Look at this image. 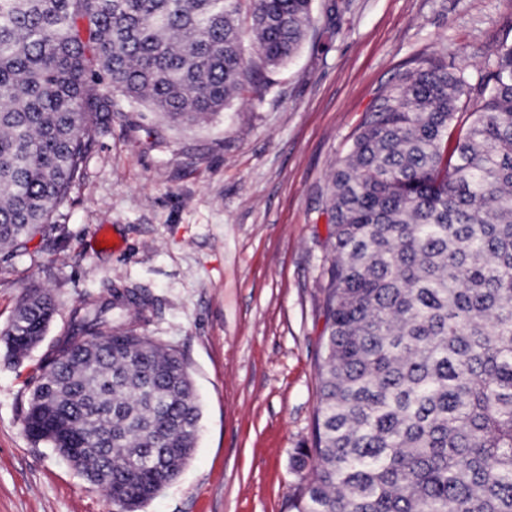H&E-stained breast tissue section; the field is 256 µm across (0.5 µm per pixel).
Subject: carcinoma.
Returning a JSON list of instances; mask_svg holds the SVG:
<instances>
[{"mask_svg":"<svg viewBox=\"0 0 512 512\" xmlns=\"http://www.w3.org/2000/svg\"><path fill=\"white\" fill-rule=\"evenodd\" d=\"M312 0H0V249L17 251L80 180L110 93L199 123L285 64ZM465 132L453 136L460 106ZM326 342L313 465L296 512H512V43L473 82L427 59L378 97L326 185ZM110 280L72 310L24 431L138 509L191 458L200 407L182 353L123 320ZM55 312L27 293L13 356Z\"/></svg>","mask_w":512,"mask_h":512,"instance_id":"1","label":"carcinoma"}]
</instances>
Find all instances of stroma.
I'll list each match as a JSON object with an SVG mask.
<instances>
[{"label":"stroma","instance_id":"stroma-1","mask_svg":"<svg viewBox=\"0 0 512 512\" xmlns=\"http://www.w3.org/2000/svg\"><path fill=\"white\" fill-rule=\"evenodd\" d=\"M313 0L291 61L202 125L116 96L83 177L25 251L0 260V330L29 289L56 304L22 359L0 341V512H115L23 431L38 367L103 280L141 288L139 331L185 357L197 445L140 512H295L296 449L313 445L329 265L321 196L378 95L442 56L478 78L512 40V0Z\"/></svg>","mask_w":512,"mask_h":512}]
</instances>
